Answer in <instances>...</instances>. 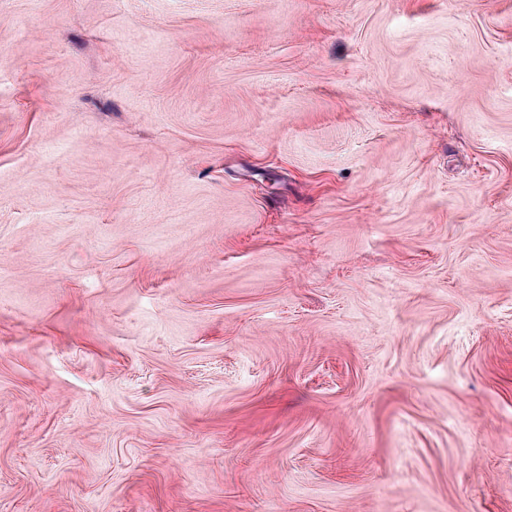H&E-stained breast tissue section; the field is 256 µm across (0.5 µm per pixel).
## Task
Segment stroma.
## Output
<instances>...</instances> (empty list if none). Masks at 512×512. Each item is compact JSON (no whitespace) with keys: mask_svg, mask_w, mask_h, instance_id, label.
I'll return each instance as SVG.
<instances>
[{"mask_svg":"<svg viewBox=\"0 0 512 512\" xmlns=\"http://www.w3.org/2000/svg\"><path fill=\"white\" fill-rule=\"evenodd\" d=\"M0 512H512V0H0Z\"/></svg>","mask_w":512,"mask_h":512,"instance_id":"35a3bbf8","label":"stroma"}]
</instances>
